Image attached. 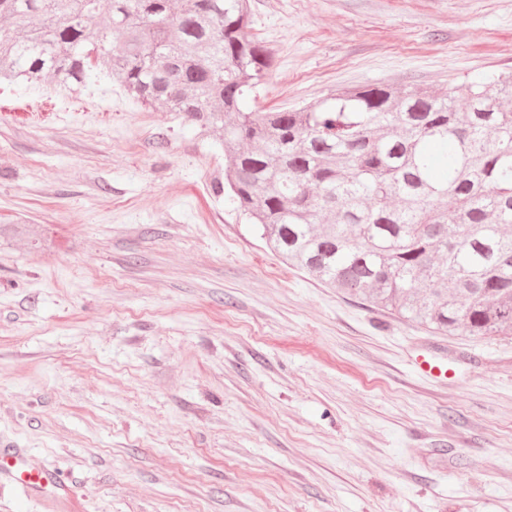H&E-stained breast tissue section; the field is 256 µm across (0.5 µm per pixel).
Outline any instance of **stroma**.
<instances>
[{"instance_id":"stroma-1","label":"stroma","mask_w":512,"mask_h":512,"mask_svg":"<svg viewBox=\"0 0 512 512\" xmlns=\"http://www.w3.org/2000/svg\"><path fill=\"white\" fill-rule=\"evenodd\" d=\"M249 110L512 73V0H250ZM222 141L116 81L0 83V443L74 512H512V339L289 266ZM426 355L448 379L415 371Z\"/></svg>"}]
</instances>
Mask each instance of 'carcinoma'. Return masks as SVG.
I'll return each mask as SVG.
<instances>
[{"label": "carcinoma", "instance_id": "cac0c4a2", "mask_svg": "<svg viewBox=\"0 0 512 512\" xmlns=\"http://www.w3.org/2000/svg\"><path fill=\"white\" fill-rule=\"evenodd\" d=\"M248 0H0V79L111 76L224 143L231 200L293 266L450 336H512V74L245 110L271 52Z\"/></svg>", "mask_w": 512, "mask_h": 512}]
</instances>
